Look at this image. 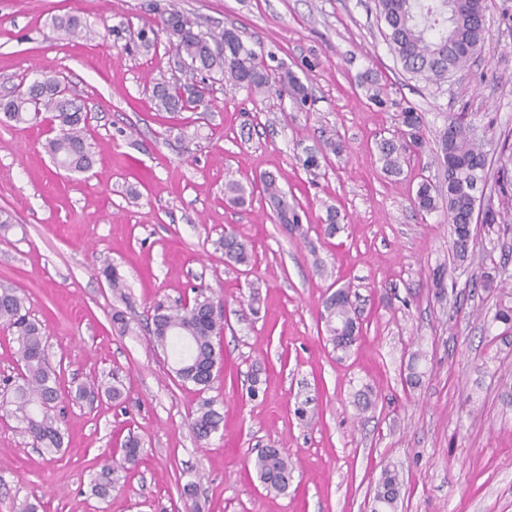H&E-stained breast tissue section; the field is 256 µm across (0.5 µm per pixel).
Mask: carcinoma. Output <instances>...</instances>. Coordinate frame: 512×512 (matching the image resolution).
<instances>
[{
  "instance_id": "carcinoma-1",
  "label": "carcinoma",
  "mask_w": 512,
  "mask_h": 512,
  "mask_svg": "<svg viewBox=\"0 0 512 512\" xmlns=\"http://www.w3.org/2000/svg\"><path fill=\"white\" fill-rule=\"evenodd\" d=\"M377 6L387 28L386 39L391 52L406 72L429 82H442L453 71L465 67L481 50L488 34L484 0H377ZM184 18L182 11L169 4L158 13L157 21L146 24L139 32L140 47L147 53L156 50L160 36H165L184 75L182 81L164 80L153 85V96L160 110L175 115L208 105L206 80L216 75L230 89L244 91L249 97L272 91L296 106L307 103L308 86L290 68L284 65L274 71L267 68L263 56L245 45L232 29L204 31L199 22L189 24ZM51 30L66 35L83 32L90 39L96 36L77 15L51 17ZM360 85L372 91L370 100L384 104L386 92L372 73L363 74ZM63 91L59 75L41 71L23 89L0 100V113L16 124L51 120L56 134L46 140V152L58 167L70 172H86L95 163V155L85 140L87 113ZM422 125L423 118L413 107L401 109L397 137L383 139L377 145L379 160L387 173L400 174L406 156L423 148ZM337 150L335 139L329 137L322 145L305 149L299 161L307 170L316 169L328 152ZM442 153L446 167L443 186L421 183L414 205L427 213L443 209L451 225L455 256L464 262L474 245L472 224H495L500 211L491 204L482 210L476 209L475 191L478 184L485 181L486 162L479 144L470 134L466 115H459L449 125ZM261 181L279 223L300 228L301 208L288 199L278 177L268 173ZM251 195L249 186L239 181L224 185V200L230 205H243ZM218 244L227 262L246 267L251 264L252 251L235 231L224 232ZM101 275L113 291L125 288L123 276L116 267L103 268ZM23 310L24 299L18 290L1 285L0 325L16 329L17 353L24 367L22 383L15 386L9 401L13 406L12 415L22 425L24 433L32 438L33 445L51 456L63 445L58 419L51 413L61 397V387L48 360L45 332L29 321ZM322 319L334 350L348 352L351 341L336 333L338 329H358L347 289L340 288L327 298ZM221 321L214 313L213 300L201 292L174 308L159 305L152 316L154 343L163 349L175 345L176 376L185 384H193L200 393L211 388L212 372L218 371L221 363V352L214 344V337L220 332L217 323ZM223 422L224 414L215 408V401L203 398L192 415L191 429L197 438L204 440L219 430ZM251 466L264 488L277 493L288 491L292 468L288 455L280 449L262 450ZM114 473L111 466L102 467L93 480L94 495L105 498L111 494L116 484ZM374 491L380 512H397L401 482L396 470L384 468Z\"/></svg>"
}]
</instances>
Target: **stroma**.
Segmentation results:
<instances>
[{"instance_id":"stroma-1","label":"stroma","mask_w":512,"mask_h":512,"mask_svg":"<svg viewBox=\"0 0 512 512\" xmlns=\"http://www.w3.org/2000/svg\"><path fill=\"white\" fill-rule=\"evenodd\" d=\"M173 2L204 27L235 30L269 68L287 65L309 88L305 108L217 81L207 110L182 113L181 135L170 134L152 87L179 77L175 59L136 46L154 0H0V96L60 72L86 107L96 159L85 173L58 169L42 126L0 119V212L12 217L0 229V283L19 289L45 330L64 434L48 458L0 408V512H368L386 467L403 482L398 512H512V328L493 319L512 307V203L497 223L474 225L462 263L443 211L412 202L422 181L443 183L442 141L462 112L486 156L476 196L500 200L498 171H512V0H485L481 51L440 85L404 71L376 0ZM67 13L97 38L51 32V16ZM368 70L389 106L360 88ZM406 106L423 117L425 148L391 176L376 144ZM331 135L341 153L304 169L298 154ZM265 172L303 207L300 231L287 232L262 194L225 205L226 182ZM330 206L343 226L332 237ZM227 230L251 244L250 266L217 248ZM108 265L124 296L101 277ZM482 274L493 286L469 288ZM199 286L224 323L207 392L224 423L206 440L190 427L199 395L176 377L149 318ZM342 287L360 324L343 358L321 319ZM92 381L121 398L71 396ZM365 387L376 409L362 414L353 395ZM131 436L140 454L128 463L116 448ZM264 448L293 462L288 493L266 490L248 467ZM108 462L117 483L100 499L92 481Z\"/></svg>"}]
</instances>
